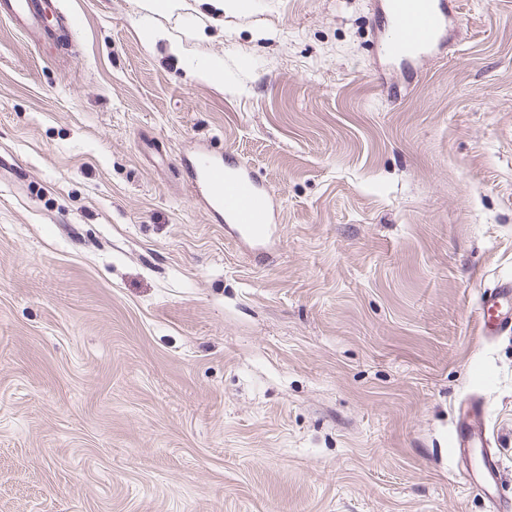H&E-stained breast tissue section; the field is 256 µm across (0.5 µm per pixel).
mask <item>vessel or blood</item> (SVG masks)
Returning <instances> with one entry per match:
<instances>
[{
    "label": "vessel or blood",
    "instance_id": "b4317fda",
    "mask_svg": "<svg viewBox=\"0 0 512 512\" xmlns=\"http://www.w3.org/2000/svg\"><path fill=\"white\" fill-rule=\"evenodd\" d=\"M456 0H387L388 30L382 51L391 59L413 60L431 50L455 18ZM0 15L29 36L50 35L48 17L58 29L76 26L59 0H0ZM194 198L218 221L236 225L241 236L265 238L274 215L273 199L260 176L249 166L201 152L187 166ZM478 315L483 335H512V277L497 281L479 298ZM485 403L472 399L458 407L450 452L462 462L469 478L482 487L496 484L502 462L489 448Z\"/></svg>",
    "mask_w": 512,
    "mask_h": 512
}]
</instances>
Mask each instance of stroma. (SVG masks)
<instances>
[{
  "label": "stroma",
  "instance_id": "1",
  "mask_svg": "<svg viewBox=\"0 0 512 512\" xmlns=\"http://www.w3.org/2000/svg\"><path fill=\"white\" fill-rule=\"evenodd\" d=\"M0 16V512H492L512 503V0L415 68L380 0H60ZM199 148L275 205L233 241ZM483 396L494 497L449 452ZM0 15L9 18L17 27L29 36L41 40L77 25V19L66 14L59 6V0H1ZM54 15L57 29L47 25V17ZM478 315L483 335H512V277L481 293Z\"/></svg>",
  "mask_w": 512,
  "mask_h": 512
}]
</instances>
